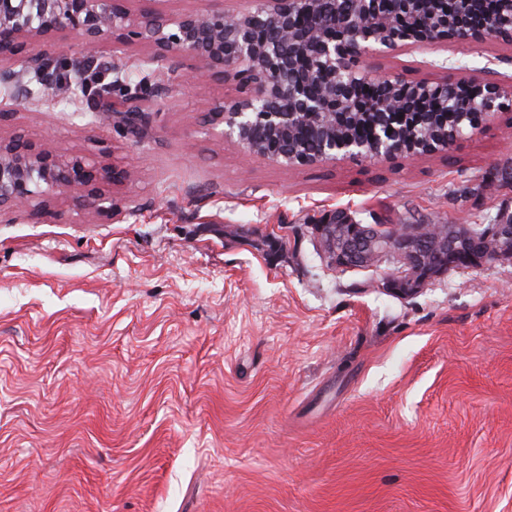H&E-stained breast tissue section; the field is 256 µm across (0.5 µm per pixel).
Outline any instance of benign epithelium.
Wrapping results in <instances>:
<instances>
[{"label":"benign epithelium","instance_id":"7a95c632","mask_svg":"<svg viewBox=\"0 0 512 512\" xmlns=\"http://www.w3.org/2000/svg\"><path fill=\"white\" fill-rule=\"evenodd\" d=\"M128 0H0V112H17L31 102L16 94L24 74L42 77L62 61L71 67L97 55L106 41L137 45L143 83L128 97L124 68L112 64L115 78L107 87L112 111L126 114L128 130L138 127L144 103L156 97L169 74L188 77L200 71L233 81L239 95L208 109L214 136L235 140L249 155L288 168L312 166L327 159L390 160L397 154L431 156L445 151L512 99V77L440 82H406L400 76L359 62L386 57L405 45L435 41L479 42L487 20L476 24L483 0H461L456 13L437 8V0H353L363 22L336 23V0H255L245 13L222 8L168 14L148 6L131 11ZM499 35L512 41V0H500ZM70 37L77 51L60 57L55 44ZM379 92L370 135L339 134L338 125H355L361 115V89ZM434 104L448 113V125L429 127L434 137L400 140L399 119L407 105ZM309 131L312 144L297 136ZM134 171L95 157L35 149L19 138L0 137V216L27 214L42 219L51 202L71 197L74 206L104 211L112 206V187ZM474 251L460 256L448 244V256L432 271L415 267L420 233L435 242L440 224H364L332 217L317 227L320 254L337 269L381 267L383 285L408 296L432 277L454 268H474L512 260V223L465 224Z\"/></svg>","mask_w":512,"mask_h":512}]
</instances>
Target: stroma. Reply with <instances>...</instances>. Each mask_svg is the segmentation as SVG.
Masks as SVG:
<instances>
[{
	"instance_id": "35a3bbf8",
	"label": "stroma",
	"mask_w": 512,
	"mask_h": 512,
	"mask_svg": "<svg viewBox=\"0 0 512 512\" xmlns=\"http://www.w3.org/2000/svg\"><path fill=\"white\" fill-rule=\"evenodd\" d=\"M376 65L512 76V43ZM237 93L170 79L135 136L48 87L0 119L136 171L111 211L0 223V512H512V262L399 297L314 235L512 215V107L433 156L288 168L204 134Z\"/></svg>"
}]
</instances>
